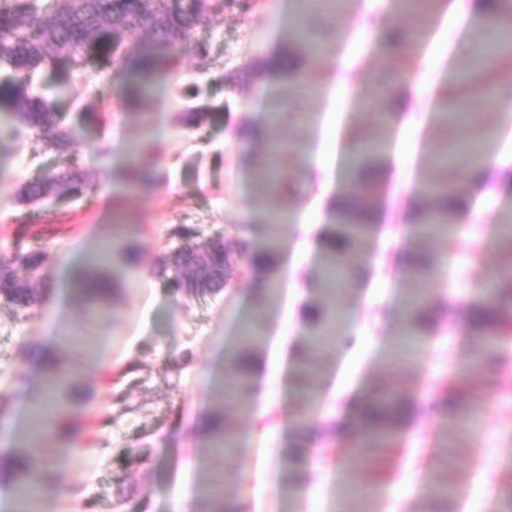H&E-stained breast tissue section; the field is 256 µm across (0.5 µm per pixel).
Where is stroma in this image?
<instances>
[{"label": "stroma", "mask_w": 512, "mask_h": 512, "mask_svg": "<svg viewBox=\"0 0 512 512\" xmlns=\"http://www.w3.org/2000/svg\"><path fill=\"white\" fill-rule=\"evenodd\" d=\"M478 3L440 5L423 23L400 17L397 0H378L367 15L358 0L312 12L318 59L316 91L308 95L266 67L268 59L295 51L289 25L297 0H238L224 13H203L174 50L167 95L137 110L125 103L134 73L116 77L62 63L39 71L38 89L59 87L52 101L68 114L73 137L65 157L32 134L0 148V257L19 243L44 253L37 271L16 270L35 288L29 312L0 299V421L30 409L45 387V358L60 359L79 397L70 433L31 449L33 462L54 473L55 492L41 498L40 512H168L177 497L188 512H208L196 490L215 481L224 497L246 503L245 512H512V391L487 389L474 363L479 339L449 300L451 292L512 267V239L492 231L498 218L512 215V66L497 72L496 99L482 98L477 84L463 91L467 112L495 129L486 152L497 169L495 192L472 191L460 167L444 173L434 161L470 133L466 125L438 126L434 110L440 91L459 92L452 82L456 53L474 34ZM387 15L398 26L425 30L412 48L416 91L391 128L403 162L378 187L379 200L390 203L388 235L352 246L374 268L362 283L343 284L341 305L356 317L344 325V342L318 359L309 424L337 418L349 397L382 387L419 409L384 474L374 472L376 449L325 435L292 493L277 460L296 442L282 427L284 416L300 407L285 388L278 357L291 360L306 349L307 309L325 299L318 271L332 217L317 199L341 183L342 144L369 135L389 108L378 80L390 61L372 40ZM271 91L286 106L276 125L266 112ZM260 123L268 126L266 138H251L249 128ZM274 140L287 143L282 166L300 180L267 196L253 166ZM118 145L154 169L156 181L128 187L126 161L113 159ZM71 163L80 174L78 195L37 206L21 202L24 185ZM444 175L462 202L457 232L449 239L419 236L409 222L424 203L419 187ZM259 197L269 209L297 210L299 223L248 224ZM182 224L222 237L228 251L241 240L277 238L280 252L296 257L293 282H279L276 300L261 306L255 275L236 258L223 288L185 293L166 265ZM78 241L90 254L105 243L114 247L107 272L116 288L93 321L76 288L79 270L65 264ZM409 242L435 260L428 290L439 315L421 352L405 358L397 353L409 289L400 255ZM131 245L139 260L129 268L123 252ZM249 319L254 332L246 338L240 327ZM232 352L246 364L260 363L269 389L265 412L251 395L218 390ZM455 374L471 382L459 420L449 426L438 401ZM214 417L224 418L236 440L222 457L208 448L205 428ZM436 485L449 487L448 500L431 495Z\"/></svg>", "instance_id": "obj_1"}]
</instances>
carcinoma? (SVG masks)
I'll use <instances>...</instances> for the list:
<instances>
[{
    "instance_id": "carcinoma-1",
    "label": "carcinoma",
    "mask_w": 512,
    "mask_h": 512,
    "mask_svg": "<svg viewBox=\"0 0 512 512\" xmlns=\"http://www.w3.org/2000/svg\"><path fill=\"white\" fill-rule=\"evenodd\" d=\"M207 10L213 14L224 13L221 0H154V8L148 9L142 0H64L49 3L47 0H0V123L7 126L15 137L23 132L33 133L46 149L63 154L68 152L71 133L65 126V116L55 111L44 98L30 92L34 73L46 64L64 63L71 69L80 70L90 65H100L111 74L134 69L138 82L126 96L129 106H139L162 82L169 71L172 57L167 49L186 38L199 14ZM119 21L125 35L137 39L145 30L153 33V43L144 46L140 54L131 59L119 54L113 34L112 23ZM409 33L396 28L387 33L381 50L390 55L404 69L408 64L407 47ZM512 56V28H497L490 39H480L476 53L463 60L457 67V83L464 87L480 74L491 71L488 64L500 63ZM285 82L296 87L313 88V82L296 64H287L282 69ZM436 119L441 126L456 124L464 119L460 98L442 94L436 104ZM381 132L371 138H357L350 143L354 166L375 168L387 145L389 116L380 117ZM492 134L488 124L475 126L469 139L458 146L455 153L464 157L468 166L478 167L483 163L484 145ZM257 180L263 187H278L285 175L279 165L269 160L258 171ZM76 188L75 174L70 171L55 172L43 180L26 185L22 194L29 202L45 198H59L71 194ZM425 194L432 198L434 206L418 213L414 218L416 230L421 234L451 235L456 231V217L460 204L455 197V188L448 178L425 185ZM346 189L359 193V205L349 208L337 219L336 228L327 239V255L320 270V278L330 298L327 305L316 304L309 308L308 317L312 327L309 347L333 342L340 335L342 313L336 308V291L348 276L351 267L345 263V253L355 239L374 234L373 225L367 223L377 206L374 186L365 184L355 176ZM257 224H274L282 220V213L263 208V202L255 201ZM176 235L185 244L175 246L170 262L176 275L183 269L190 270L183 287L193 293H205L219 286L224 272V243L218 239L198 241L204 233L195 227L182 226ZM265 255L258 257L253 247L241 244L240 253L249 269L268 273L275 266L274 256L279 247L277 239L268 237L264 241ZM111 255L106 245L92 256L88 271L79 280L78 288L91 313L98 311L101 300L111 294L114 284L104 276L102 266ZM42 262L38 251L18 250L14 256L0 258V297L16 307L27 310L35 300L32 284L19 278L14 265L20 264L29 271ZM431 260L414 258L406 275L411 285L405 307L417 315L403 322L404 343L415 347L430 330L431 314L424 311L427 306L425 284ZM474 312L481 318L472 321V327L483 336L477 352L476 366L490 364L497 356L499 336L512 331V269L501 271L497 279L484 285L472 301ZM311 354L298 355L299 386L297 397L306 407L313 406L315 396L305 384L310 368ZM50 379L42 399L33 407L37 416L48 412L62 425L68 420L72 407L71 381L60 375V361L46 363ZM251 388L250 371L237 364L234 374L221 391L246 394ZM413 408L407 398H400L387 390L374 392V401L369 424L364 428L360 445L363 448H388L404 433L406 412ZM215 434L210 448L217 455L235 449L231 430L219 419L212 425ZM29 451L21 446L15 451L13 484L16 499L26 500L32 488L51 481L48 466L35 467L28 461Z\"/></svg>"
}]
</instances>
